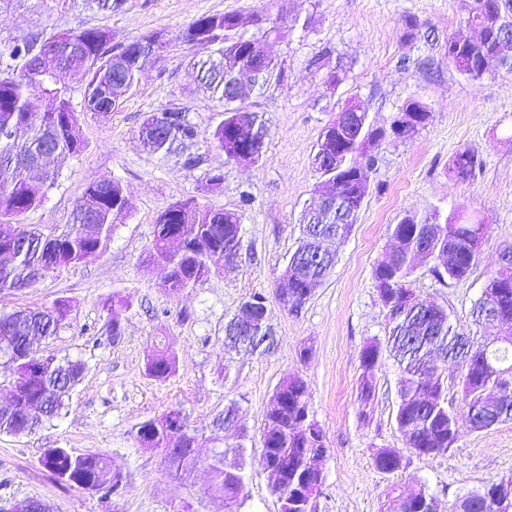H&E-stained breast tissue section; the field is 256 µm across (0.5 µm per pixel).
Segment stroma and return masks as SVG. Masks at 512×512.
I'll use <instances>...</instances> for the list:
<instances>
[{"instance_id": "stroma-1", "label": "stroma", "mask_w": 512, "mask_h": 512, "mask_svg": "<svg viewBox=\"0 0 512 512\" xmlns=\"http://www.w3.org/2000/svg\"><path fill=\"white\" fill-rule=\"evenodd\" d=\"M223 13L246 19L250 35L256 13L276 27L265 40L276 78L248 101L268 126L266 152L252 165L226 162L223 151L208 146L222 106L199 87L192 61L200 49L178 39L193 19ZM465 21L460 0H127L112 13L85 0H0V51L35 32L86 28L109 30L116 46L148 33L172 42L145 68L139 92L108 119L82 117L83 150L60 170L43 202L19 217L46 231L66 228L86 188L103 178L119 180L128 198V211L100 257L0 294V314L65 301L67 318L37 348L84 365L57 418L28 435L0 433L1 505L37 500L50 512H279L263 465L262 433L276 388L292 375L307 383L327 444L324 481L311 512H389L392 497L421 490L435 498L439 512H448L463 494L512 475V420L476 431L464 416L447 453L405 451L402 469L379 471L376 451L404 445L395 423L399 374L393 362L378 374L371 406L361 408L357 398L362 349L385 342L390 329L373 272L393 245L390 225L408 213L447 215L464 202L484 219L479 264L467 278L439 282L423 263L410 286L475 341L493 333L476 325L471 311L503 247L512 245V74L470 79L449 66L446 41ZM411 98L429 108V123L406 139L389 135ZM350 101L386 137L374 151L358 222L336 246L332 274L300 308L287 311L275 289L302 237L304 210L320 200L322 178L312 157L325 127ZM166 107L186 108L199 135L164 158L142 151L138 131L149 114ZM463 149L482 161L465 182L451 171ZM195 156L200 164L186 167L185 158ZM217 172L224 181L214 186L209 177ZM190 196L243 213L244 242L233 265L174 294L164 286L161 267L149 261L148 248L158 214ZM256 293L267 298L275 336L265 355L224 342L226 322ZM116 295L130 303L117 339L107 325ZM161 351L176 357L175 373L163 381L146 371L148 359ZM230 405L236 408L232 425L216 432V418ZM171 409L182 412L197 437L186 475L176 474L162 449L136 441L143 422ZM218 433L223 442H215ZM222 445L244 452L245 488L231 501L210 490ZM47 448L107 456L123 475V493L104 498L60 486L40 462Z\"/></svg>"}]
</instances>
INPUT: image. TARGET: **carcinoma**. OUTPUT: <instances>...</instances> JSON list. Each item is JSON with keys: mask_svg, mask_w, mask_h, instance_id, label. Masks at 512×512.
<instances>
[{"mask_svg": "<svg viewBox=\"0 0 512 512\" xmlns=\"http://www.w3.org/2000/svg\"><path fill=\"white\" fill-rule=\"evenodd\" d=\"M467 24L478 32L471 42L458 45L455 34L448 36L445 55L448 64L470 78L485 71L475 62L490 58L498 70L512 74V39L502 37L512 32V0H462ZM241 17L235 14L202 15L186 25L179 39L189 45L209 50L194 61L201 81L219 101L226 118L211 133L210 144L222 150L232 143L234 128L243 125L252 139L265 143L266 120L252 111L246 100L250 89L267 86L274 77L272 60L252 75L245 66L253 58L254 45L262 38L242 36ZM171 47L163 40L157 52L148 57L138 48V41L114 47L110 35L99 29L60 31L49 35L31 34L8 48V63L0 71V293L28 288L37 283L39 273L47 276L61 267L87 263L107 250L116 223L127 211V197L122 184L102 179L90 185L77 202L69 228L60 232L36 230L18 224L15 218L38 206L55 175L70 157L83 148L80 113L73 108L70 87L60 80L68 75L84 87V112L106 118L124 101L140 90L145 67ZM52 54L50 78L39 74L36 61ZM51 101L44 112L30 108L34 94ZM336 144L342 154L335 166H323L319 155L324 141H319L313 165L325 185V202L303 214V238L288 260L292 272L291 298L287 309H297L322 287L336 263V253L325 243L343 239L360 210L355 202L368 191L352 177L349 167L355 157L367 159V168L375 166L372 151L385 137L373 127L366 112L352 115L349 123L336 127ZM198 128L180 108H165L151 113L143 122L138 140L144 150L168 155L178 143L195 139ZM480 167L478 157L468 149L455 156L452 170L467 181ZM468 212L460 203L446 218L439 211L413 213L390 228L396 249L374 269L379 297L389 309L391 327L386 345L372 342L360 356L361 378L359 402L367 407L375 397L377 374L392 357L399 368V403L395 421L406 447L420 455L447 452L459 435L457 407L444 397L439 366L430 359L436 354L446 363L454 359L461 368V406L467 418L487 409V390L497 389L492 400L505 411L502 420L512 419V364L509 349L512 335L503 345L490 349L474 345L472 339L457 332L448 313L419 298L405 299L411 292L410 277L417 263L433 264L439 281H460L472 271L478 246L460 219ZM242 214L221 207L202 204L193 198L171 203L157 220L149 251L150 260L166 270L165 286L174 293L191 289L204 281L212 268L239 254L242 246ZM176 237L185 240L183 248L171 249ZM248 302L256 305L258 315L253 340L246 344L251 351L268 350L272 339L268 324L266 299L255 294ZM502 322L512 325V288L496 297ZM127 303L119 299L112 304V336L122 335V310ZM67 317V307L58 301L43 310H20L0 315V377L32 375L27 394L12 399L0 408V433L22 435L60 415L64 398L79 383L84 364L54 356H29L32 340L56 334ZM149 376L164 380L175 372V358L165 352L156 354L146 367ZM266 418L276 424V431L264 434L262 447L269 467L278 470L271 480L278 500L290 502L288 512H310L304 490L318 493L322 487L317 469L325 457V435L311 412L305 382L288 377L277 387L274 403ZM159 421L147 420L138 428L136 440L142 445L170 448L175 435L191 434L183 420L172 432L158 427ZM170 464L187 472L194 459L184 451L168 454ZM401 452L383 448L373 458L376 469L393 473L400 468ZM41 463L54 480L68 487L94 491L104 496L123 489L122 478L112 470L109 460L98 454H76L67 448H46ZM241 453L226 462V452L217 451L211 492L226 500L238 497L245 486ZM503 480L473 490L457 500L453 512H512V497L503 495ZM305 504L293 506L296 494ZM432 496L419 491L408 499L397 498L405 512H425Z\"/></svg>", "mask_w": 512, "mask_h": 512, "instance_id": "cac0c4a2", "label": "carcinoma"}]
</instances>
